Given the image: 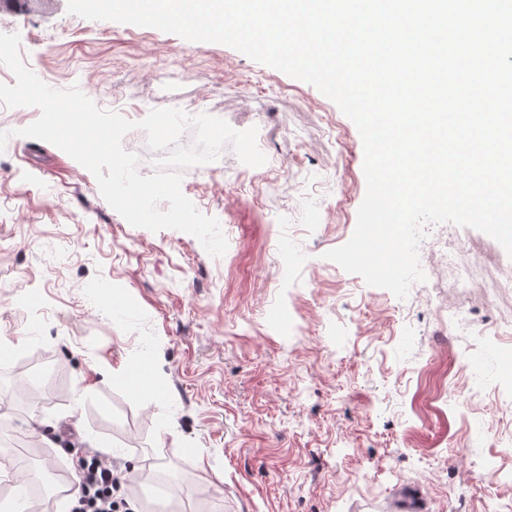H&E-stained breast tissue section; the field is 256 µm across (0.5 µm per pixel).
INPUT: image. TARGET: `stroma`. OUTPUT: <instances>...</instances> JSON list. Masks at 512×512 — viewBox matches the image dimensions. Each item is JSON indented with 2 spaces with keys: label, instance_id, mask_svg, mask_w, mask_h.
Returning <instances> with one entry per match:
<instances>
[{
  "label": "stroma",
  "instance_id": "1",
  "mask_svg": "<svg viewBox=\"0 0 512 512\" xmlns=\"http://www.w3.org/2000/svg\"><path fill=\"white\" fill-rule=\"evenodd\" d=\"M0 33L56 89L79 86L131 121L176 107L234 129L257 127L273 167L255 173L232 148L182 172L183 194L231 225L221 257L196 237L131 226L93 174L58 147L19 136L35 107L0 104V429L26 438L27 493L44 474L73 483L71 451L99 445L141 481L118 495L132 512H366L416 484L428 512H498L512 501V427L469 375L512 391V291L494 292L503 247L473 228L431 226L459 245L455 270L427 274L406 298L327 260L346 243L366 193L355 124L314 86L220 43L93 21L67 0H0ZM125 315H113L106 297ZM146 363L153 392L126 370Z\"/></svg>",
  "mask_w": 512,
  "mask_h": 512
}]
</instances>
